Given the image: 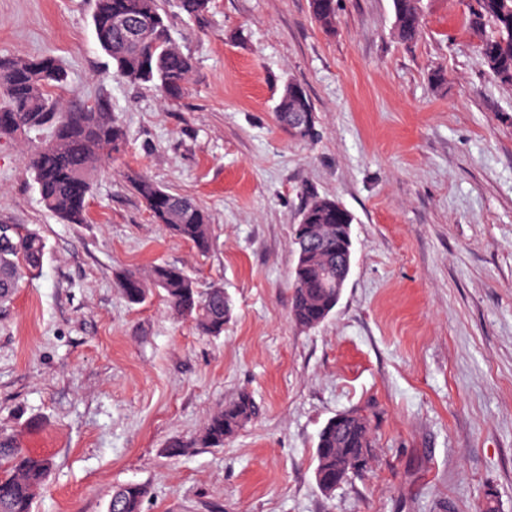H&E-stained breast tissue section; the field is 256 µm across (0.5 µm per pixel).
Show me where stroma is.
Segmentation results:
<instances>
[{"mask_svg": "<svg viewBox=\"0 0 512 512\" xmlns=\"http://www.w3.org/2000/svg\"><path fill=\"white\" fill-rule=\"evenodd\" d=\"M161 4L196 61L174 99L113 77L94 0H0V56H55L63 105L106 100L126 132L84 224L42 206L37 139L0 140V219L46 241L0 307V433L53 460L33 512H107L128 482L144 512H476L490 495L512 512V86L487 73L468 0H420L413 44L392 0H339L329 32L309 0H210L195 18ZM291 81L315 110L306 142L275 121ZM137 176L209 212L208 253L164 234ZM314 196L353 215V263L332 317L303 329L292 231ZM154 262L223 288V335L159 293L122 298L117 276ZM243 390L257 420L167 455ZM347 410L370 417L375 460L327 496L317 433Z\"/></svg>", "mask_w": 512, "mask_h": 512, "instance_id": "obj_1", "label": "stroma"}]
</instances>
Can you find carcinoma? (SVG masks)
<instances>
[{"label":"carcinoma","instance_id":"obj_1","mask_svg":"<svg viewBox=\"0 0 512 512\" xmlns=\"http://www.w3.org/2000/svg\"><path fill=\"white\" fill-rule=\"evenodd\" d=\"M314 21L324 30L336 23V0H309ZM398 38L416 41L422 34L418 0H393ZM117 15L139 18L147 24L144 35L132 41L112 28ZM94 32L101 49L111 58L113 75L131 84L155 87L167 98L178 97L194 70L193 58L176 45L160 0H95ZM468 26L481 35L479 54L498 81L512 84V0H470ZM67 73L52 55L0 56V139L19 132H34L40 143L27 161L41 202L65 224H85L89 198L102 157L118 153L125 131L108 105L65 109L60 105ZM302 106L314 111L304 88L288 83L275 106V118L288 130V114ZM133 190L156 223L171 237L206 253L212 246L210 216L193 199L174 193L146 177L132 181ZM354 217L339 202L313 197L301 209L299 223L318 225L320 244L312 251L293 239L297 263L292 271L290 315L311 329L325 322L340 297L328 272L336 271V231ZM46 252L42 235L24 224L0 222V305L10 301L22 278L40 269ZM120 292L130 304L145 302L151 289L163 293L170 309L194 320L207 336L224 333L232 304L224 289L203 293L184 269L155 264L144 271H126L118 279ZM261 415V406L242 391L207 417L191 442L173 441L169 455L193 448H222ZM375 438L370 418L359 411H343L330 418L317 434L314 478L317 488L332 493L342 483L372 468ZM52 469L48 457L26 453L12 437L0 435V512H32L38 491ZM147 488L135 482L118 486L107 512H142Z\"/></svg>","mask_w":512,"mask_h":512}]
</instances>
